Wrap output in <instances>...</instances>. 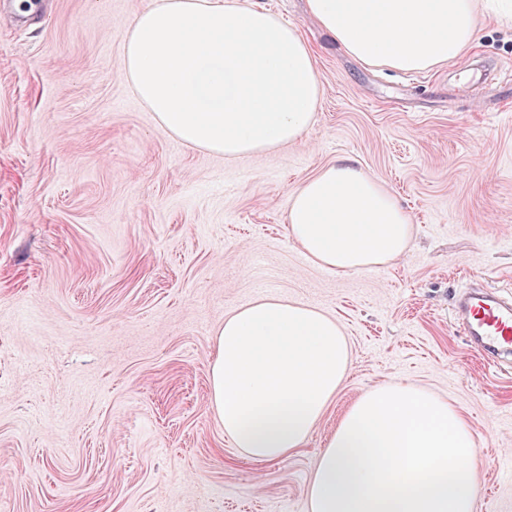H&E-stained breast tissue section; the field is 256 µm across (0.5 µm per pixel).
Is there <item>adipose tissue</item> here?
I'll return each mask as SVG.
<instances>
[{"instance_id":"ef3b65f1","label":"adipose tissue","mask_w":512,"mask_h":512,"mask_svg":"<svg viewBox=\"0 0 512 512\" xmlns=\"http://www.w3.org/2000/svg\"><path fill=\"white\" fill-rule=\"evenodd\" d=\"M476 2L307 0V8L351 57L422 72L474 44ZM122 57L126 83L161 126L229 158L301 141L322 94L307 41L253 0H153L127 24ZM287 228L312 264L339 275L404 256L412 237L396 198L350 158L292 191ZM348 367L334 318L263 297L216 332L211 405L250 459L276 461L304 445Z\"/></svg>"}]
</instances>
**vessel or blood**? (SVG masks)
Returning a JSON list of instances; mask_svg holds the SVG:
<instances>
[{"label": "vessel or blood", "mask_w": 512, "mask_h": 512, "mask_svg": "<svg viewBox=\"0 0 512 512\" xmlns=\"http://www.w3.org/2000/svg\"><path fill=\"white\" fill-rule=\"evenodd\" d=\"M457 309L471 346L490 362L512 355V300L481 293L461 300Z\"/></svg>", "instance_id": "b4317fda"}]
</instances>
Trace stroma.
<instances>
[{
  "label": "stroma",
  "instance_id": "1",
  "mask_svg": "<svg viewBox=\"0 0 512 512\" xmlns=\"http://www.w3.org/2000/svg\"><path fill=\"white\" fill-rule=\"evenodd\" d=\"M311 46L322 95L297 144L228 159L181 143L123 77L152 0H49L0 19V512H310L315 462L383 382L457 408L474 512H512V363L452 309L512 294V24L480 11L462 57L418 73L349 57L305 0H255ZM351 158L413 224L407 253L336 275L291 241V191ZM262 296L335 317L347 377L303 448L245 457L211 406L214 334Z\"/></svg>",
  "mask_w": 512,
  "mask_h": 512
}]
</instances>
